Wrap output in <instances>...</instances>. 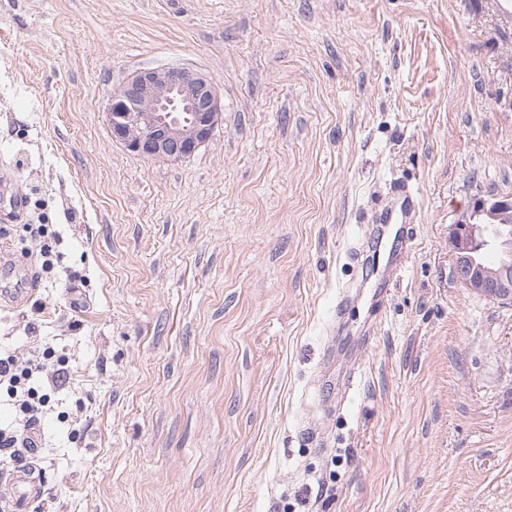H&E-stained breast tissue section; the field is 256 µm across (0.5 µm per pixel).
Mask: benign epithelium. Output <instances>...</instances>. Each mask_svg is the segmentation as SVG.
Wrapping results in <instances>:
<instances>
[{"label":"benign epithelium","instance_id":"7a95c632","mask_svg":"<svg viewBox=\"0 0 512 512\" xmlns=\"http://www.w3.org/2000/svg\"><path fill=\"white\" fill-rule=\"evenodd\" d=\"M112 140L147 159L178 162L212 139L222 121L220 95L202 73L167 66L127 78L107 107ZM512 223V200L476 198L454 225L452 246L457 278L469 291L512 304V261L490 269L478 259L489 245L483 225Z\"/></svg>","mask_w":512,"mask_h":512}]
</instances>
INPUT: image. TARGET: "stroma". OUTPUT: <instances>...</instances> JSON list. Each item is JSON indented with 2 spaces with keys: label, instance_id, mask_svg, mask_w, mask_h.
<instances>
[{
  "label": "stroma",
  "instance_id": "1",
  "mask_svg": "<svg viewBox=\"0 0 512 512\" xmlns=\"http://www.w3.org/2000/svg\"><path fill=\"white\" fill-rule=\"evenodd\" d=\"M166 65L224 107L179 162L106 121ZM1 173L26 208L0 258L36 290L0 296V345L69 359L30 512H512V306L451 244L512 196L505 0H0ZM395 182L417 222L363 235ZM22 229L28 234L34 245L39 247L40 256L44 258L41 266L42 271L50 272L54 268V236L52 232H49V225L26 224L23 225Z\"/></svg>",
  "mask_w": 512,
  "mask_h": 512
}]
</instances>
